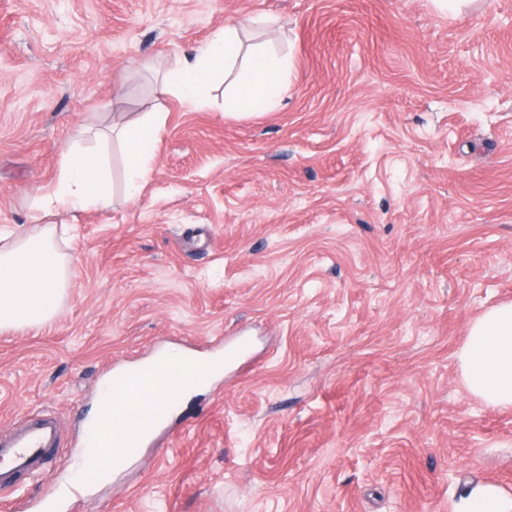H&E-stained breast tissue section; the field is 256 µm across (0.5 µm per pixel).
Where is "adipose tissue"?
Segmentation results:
<instances>
[{
    "mask_svg": "<svg viewBox=\"0 0 512 512\" xmlns=\"http://www.w3.org/2000/svg\"><path fill=\"white\" fill-rule=\"evenodd\" d=\"M240 49L237 26L225 24L164 77L161 92L200 106L215 81L233 71L237 74L235 108L272 110L288 88L287 61L258 49L244 58ZM163 123V113L156 112L118 130L126 153L127 192H135L150 175L154 141ZM109 202L108 167L101 156L85 151L65 154L59 185L42 200L51 212L104 208ZM67 284L68 260L55 246L53 227L35 234L17 233L9 245L0 247V330L35 328L47 322L56 313ZM459 358L464 383L472 394L494 407H512L511 302L490 308L470 324ZM199 372V364L187 362L185 354L167 352L154 358L142 374L129 378L123 396L101 393L97 413L105 419V447L114 449L116 433L138 430L141 417L198 391L194 379Z\"/></svg>",
    "mask_w": 512,
    "mask_h": 512,
    "instance_id": "1",
    "label": "adipose tissue"
}]
</instances>
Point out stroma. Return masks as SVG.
Instances as JSON below:
<instances>
[{"label":"stroma","instance_id":"35a3bbf8","mask_svg":"<svg viewBox=\"0 0 512 512\" xmlns=\"http://www.w3.org/2000/svg\"><path fill=\"white\" fill-rule=\"evenodd\" d=\"M289 62L261 114L232 81L156 88L225 24ZM162 112L125 190L113 125ZM103 155L108 208L45 215L65 153ZM72 225L57 314L0 330V433L67 440L106 377L162 352L244 357L83 495L91 512H458L512 494V407L459 352L512 302V0H0V236ZM54 461L11 496L63 487ZM512 496H505L490 485L473 487L465 498L460 512H511Z\"/></svg>","mask_w":512,"mask_h":512}]
</instances>
